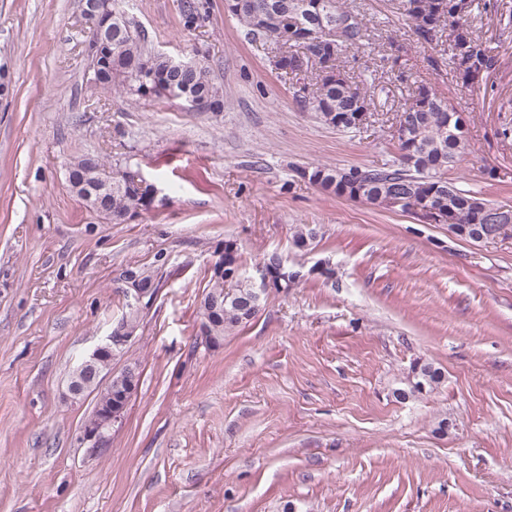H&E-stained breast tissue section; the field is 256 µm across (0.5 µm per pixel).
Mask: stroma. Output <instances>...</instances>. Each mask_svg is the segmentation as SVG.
I'll list each match as a JSON object with an SVG mask.
<instances>
[{
    "label": "stroma",
    "instance_id": "1",
    "mask_svg": "<svg viewBox=\"0 0 512 512\" xmlns=\"http://www.w3.org/2000/svg\"><path fill=\"white\" fill-rule=\"evenodd\" d=\"M351 2L376 49L348 55L349 75L394 54L409 75L357 131L302 110L301 76L275 69L224 0H207L193 30L180 0H121L156 52L205 63L219 113L117 94L89 104L80 0H0V512H512V224L472 243L297 175L390 160L393 112L425 84L466 120L471 154L449 179L512 208V141L497 134L512 119L500 108L512 0H475L502 62L480 90L416 40L400 0ZM117 125L124 138L108 139ZM99 149L133 156L155 189L129 223L87 211L66 181L68 158ZM298 224L319 231L305 253ZM228 238L246 275L277 252L334 276L270 292L209 351L195 343L197 305ZM138 266L157 269L159 292L112 369L137 363L139 388L94 453L96 398L68 400L66 382L121 317V278ZM419 359L443 384L395 399Z\"/></svg>",
    "mask_w": 512,
    "mask_h": 512
}]
</instances>
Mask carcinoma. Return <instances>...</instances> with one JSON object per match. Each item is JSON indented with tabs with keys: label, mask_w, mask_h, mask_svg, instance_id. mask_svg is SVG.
<instances>
[{
	"label": "carcinoma",
	"mask_w": 512,
	"mask_h": 512,
	"mask_svg": "<svg viewBox=\"0 0 512 512\" xmlns=\"http://www.w3.org/2000/svg\"><path fill=\"white\" fill-rule=\"evenodd\" d=\"M459 0H403L402 20L412 35L424 44L439 46L448 42V68L461 81L472 73L488 77L500 66L499 56L475 27L474 3L456 9ZM205 6L201 0H181L183 27L196 29L203 20ZM232 14L252 42L274 49H285L292 56L317 54L330 69H340V60L348 51L371 48L370 34L363 16L348 8L342 0H234ZM88 65L94 66L95 83L86 85L91 98L98 102L114 91H120L135 102L164 99L162 89L170 83L182 84L192 99H204L213 111L224 107V94L210 78L209 70L200 64L186 72L174 71L167 58L149 48L148 36L124 10L112 13V38L101 48L93 49L92 39L84 41ZM302 107L326 121L328 112H350L360 108L372 110L373 94L349 78L329 81L316 76V82L305 84L296 92ZM422 93L398 109L397 124L403 126L405 138L398 139L393 159L374 167H350L358 186L343 194L333 187L339 167L316 166L303 169L301 176L321 190L385 207L389 190L397 187L403 197L400 210L419 215L427 206L448 209V219L457 224L483 227L477 205L492 207L470 191L458 188L448 179V171L467 160L471 154L464 123L454 106L443 97L422 106ZM132 157L125 166L112 170V191L97 192L92 182L95 171L109 169L98 152H85L67 159L72 168L68 183L72 192L87 209L111 224H121L125 217L146 206L144 195L127 180ZM316 229L306 224L294 229L292 241L299 250L307 249L317 238ZM266 259L274 263L277 276L292 278L301 264H288L273 252ZM224 263L237 270L236 277L219 280L210 277L199 305L198 319L205 320L206 311L216 307L224 311L223 320L213 323L209 332L226 336L253 320L261 306L256 300L257 288L244 276L239 250L224 255ZM71 378L85 382V392L96 393L97 401L107 398L98 384L87 381L84 367L78 365ZM444 380V373L431 362L412 367V378L398 397L429 394Z\"/></svg>",
	"instance_id": "cac0c4a2"
}]
</instances>
